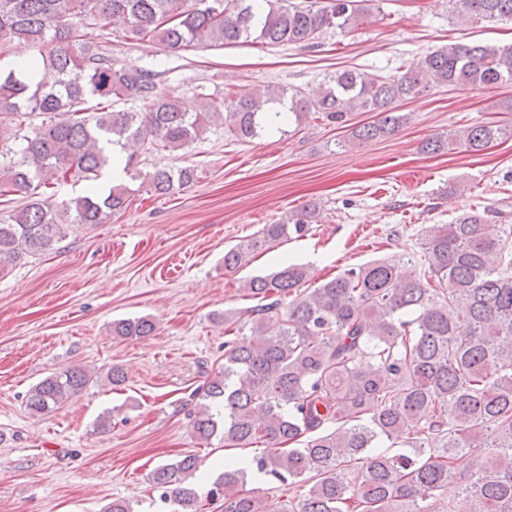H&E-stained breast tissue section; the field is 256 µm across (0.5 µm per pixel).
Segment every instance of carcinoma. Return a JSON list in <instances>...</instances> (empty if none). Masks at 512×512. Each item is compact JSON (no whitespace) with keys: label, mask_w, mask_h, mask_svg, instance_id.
Listing matches in <instances>:
<instances>
[{"label":"carcinoma","mask_w":512,"mask_h":512,"mask_svg":"<svg viewBox=\"0 0 512 512\" xmlns=\"http://www.w3.org/2000/svg\"><path fill=\"white\" fill-rule=\"evenodd\" d=\"M0 0V47L30 46L35 58L0 70V159L3 143L20 150L0 162V200L28 198L0 218V278L24 256L53 249L68 224H106L127 209L128 185L61 203L54 186L88 178L108 165L107 150L125 151L136 178L142 151L186 150L224 120V133L252 140L279 110L299 124L310 112L345 125L353 112L374 120L352 128L355 141L388 137L404 116L397 104L440 85L478 89L512 83V45L450 44L418 67L380 76L357 69L330 75L310 96L281 86L205 97L187 112L158 89L148 70L116 67L101 40L119 27L131 42L157 41L172 51L251 40L307 44L344 32L365 13V0ZM460 19L512 20V0H455ZM56 84L34 80L38 64ZM138 109H114L113 100ZM44 117L28 129L30 118ZM30 133H25V130ZM512 137V126H470L423 145L481 152ZM195 179L190 166L147 174L148 191L172 195ZM315 211L286 224H265L224 252V270L308 230ZM423 258L376 259L305 288V266L286 264L244 281L263 303L248 310L249 335L224 342V364L194 394L196 438L224 430V448L248 454L224 462L210 496L224 512H512V246L465 213L425 235ZM279 321L270 332L266 321ZM148 317L112 322L115 337L149 336ZM89 373L66 368L34 385L27 408L49 414L76 397ZM395 449H382L384 442ZM197 456L156 467L160 498L197 512L187 484ZM288 487V507L244 489L249 473ZM453 483L449 497L444 488Z\"/></svg>","instance_id":"obj_1"}]
</instances>
